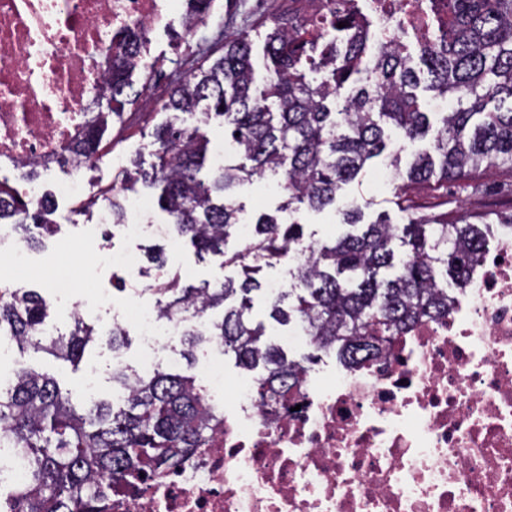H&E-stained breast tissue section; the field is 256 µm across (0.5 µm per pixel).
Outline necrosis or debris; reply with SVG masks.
Segmentation results:
<instances>
[{
  "label": "necrosis or debris",
  "mask_w": 512,
  "mask_h": 512,
  "mask_svg": "<svg viewBox=\"0 0 512 512\" xmlns=\"http://www.w3.org/2000/svg\"><path fill=\"white\" fill-rule=\"evenodd\" d=\"M447 0H338L375 45L432 40ZM200 17L186 0H0V158L50 171L93 119L105 58L123 32ZM119 325L158 363L151 309ZM98 512H512V228L481 247L446 317L423 319L389 355L305 377L292 405L261 407L250 379L224 403L204 447L165 473L118 488L100 481Z\"/></svg>",
  "instance_id": "4bbe7bcc"
}]
</instances>
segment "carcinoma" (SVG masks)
Segmentation results:
<instances>
[{"label":"carcinoma","mask_w":512,"mask_h":512,"mask_svg":"<svg viewBox=\"0 0 512 512\" xmlns=\"http://www.w3.org/2000/svg\"><path fill=\"white\" fill-rule=\"evenodd\" d=\"M289 0L288 12L270 19L266 55L271 62L262 90L256 82L250 33L201 52L202 59L184 75L173 74L155 126V160L137 161L121 170L123 187L112 190V223L125 220V193L140 184L160 190L158 201L169 216V235L187 239L201 256L224 258L223 266L240 268L241 279L226 277L198 285L169 273L155 283L158 318L185 323L182 356L216 342L233 354L255 379L258 403L273 407L298 392L306 363L288 358L266 339L265 327L253 321L252 294H265L269 316L282 326L302 329L316 350H334L346 368L379 361L393 340L420 318L448 315V277L461 283L477 257L493 214L512 226V214L478 210L462 215L446 211L424 219L407 186L399 199L406 224L362 223V210L350 205L343 223L357 228L331 245L311 243L295 252L304 213L336 205L343 186L355 180L368 162L386 148L382 122L409 140L425 138L432 128L420 110L421 79L404 50L380 47L371 66L361 67L366 32L344 16L349 28L344 48L327 40L311 66L323 73L307 79L302 69L306 48L317 41L299 37L307 23L305 3ZM446 32L420 47L429 87L451 96L453 106L439 113L432 147L416 155L406 178L410 183L471 181L486 166L512 169V0H450ZM148 71L135 67L119 51L107 71L110 93L98 96L101 120L69 150L73 156L96 150L108 120H123L136 103ZM349 88L346 96L341 90ZM185 114L207 125L214 117L240 162L222 165L204 177L209 139L200 128L182 125ZM280 178L287 196L275 214L252 217L251 238L232 254L228 239L241 224L235 190L265 173ZM50 199L26 200L0 181V224H9L28 248L53 233ZM292 264L289 289L271 291L259 278L265 268ZM50 303L38 290L0 289V336L20 349L42 351L76 363L86 348L106 336L112 349L124 346L128 333L117 325L96 328L75 319L68 334L47 336ZM221 308V319L200 330L194 317ZM112 382L125 393L118 409L103 401L80 413L56 380L33 367L15 371L11 387L0 392V449H14L27 468L15 490L12 512H86L92 507L88 485L102 474L121 484L130 477L172 468L185 454L204 445L219 422L216 408L196 387L192 376L160 369L140 373L128 366L112 370Z\"/></svg>","instance_id":"obj_1"}]
</instances>
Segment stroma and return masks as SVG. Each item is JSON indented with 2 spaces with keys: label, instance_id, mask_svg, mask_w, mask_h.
<instances>
[{
  "label": "stroma",
  "instance_id": "stroma-1",
  "mask_svg": "<svg viewBox=\"0 0 512 512\" xmlns=\"http://www.w3.org/2000/svg\"><path fill=\"white\" fill-rule=\"evenodd\" d=\"M222 3L224 36L228 39L239 33L244 25V17L256 19L272 16L284 11L287 6L286 0H222ZM163 118L159 105H148L146 97H139L124 126L108 127L102 147L125 163L134 158L152 162L155 145L151 132ZM384 163L381 157L371 160L365 172L344 187L341 197L361 207L364 223L377 220L389 224L406 223V214L398 204L396 180L379 183L373 180L374 173ZM235 199L248 217L261 212L275 213L282 201L281 195L264 176L253 178L250 183L240 186ZM485 205L503 211L512 209V171L489 169L476 179L475 187L471 190L466 189L463 183L449 182V212L462 214ZM53 220L56 224L54 235L46 239L44 246L26 250L25 260L30 266V274L18 280L17 285L43 289L45 296L51 297L50 321L61 332H68L72 317L76 314L81 315L87 323L103 328L112 321V309L125 307L133 301L155 306L154 276L127 279L124 290H117L115 274L108 260L112 249L132 247L139 250L152 244V237L129 240L118 224L101 231L92 229L90 213L73 212L69 202L61 198L56 201ZM164 253L167 270L180 271L193 283L239 275L236 267H222L220 257L209 255L198 258L194 248L187 243L177 247L165 245ZM59 272L69 275L74 281L76 298L82 303L80 312H73L71 303L55 299L54 289L49 288V275ZM97 289L111 290V308L94 307L91 295ZM16 361L34 366L54 377L61 389L72 392L76 405H83V386L91 376L96 379L100 398L107 399L112 394V363L106 344L89 347L81 362L75 366L44 353L23 352L16 347L0 353L1 369L10 368Z\"/></svg>",
  "mask_w": 512,
  "mask_h": 512
}]
</instances>
